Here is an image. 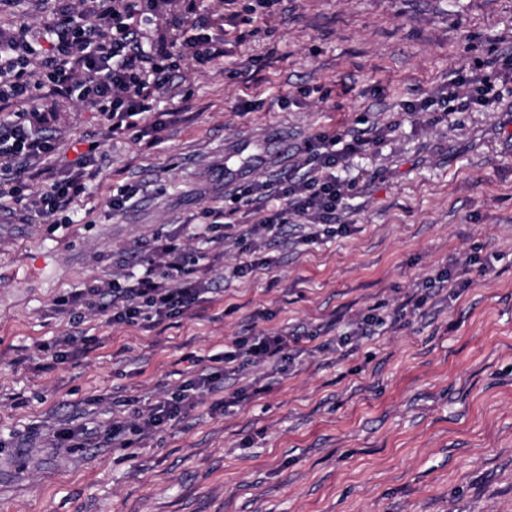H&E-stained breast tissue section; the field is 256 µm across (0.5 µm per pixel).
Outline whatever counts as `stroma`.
Listing matches in <instances>:
<instances>
[{
  "label": "stroma",
  "mask_w": 512,
  "mask_h": 512,
  "mask_svg": "<svg viewBox=\"0 0 512 512\" xmlns=\"http://www.w3.org/2000/svg\"><path fill=\"white\" fill-rule=\"evenodd\" d=\"M239 0L245 43L182 63L177 117L162 143L121 136L101 149L80 224L0 223V512H512V99L495 112L433 123L403 104L447 84L501 38L512 54V0H278L260 14ZM40 0H0V40L50 19ZM63 152L101 118L76 97L40 108ZM395 125L342 178L356 187L340 214L352 232L309 243L289 227L271 273L233 276L242 247L226 242L209 300L156 327L72 325L62 292L137 270L138 243L175 233L208 207L247 223L230 195L302 162L310 137ZM139 185L111 212L121 186ZM478 251L458 297L417 309L419 279ZM404 306L397 326L344 347L305 343L285 373L249 365L224 381L237 406L210 399L152 441L129 448L31 442L70 416L107 430L175 392L253 330L347 332L371 308ZM89 351L52 363L73 332ZM194 362H187V355Z\"/></svg>",
  "instance_id": "1"
}]
</instances>
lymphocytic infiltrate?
Instances as JSON below:
<instances>
[{"label":"lymphocytic infiltrate","instance_id":"obj_1","mask_svg":"<svg viewBox=\"0 0 512 512\" xmlns=\"http://www.w3.org/2000/svg\"><path fill=\"white\" fill-rule=\"evenodd\" d=\"M168 5V0H91L90 7L81 10L59 8L43 28L42 38L50 46L46 55L32 52L23 36L0 42V218L56 223L97 177L103 144L128 133L149 145L160 144L159 133L167 121L159 92L180 61L188 58L204 66L224 53V27L201 13L198 0H182L179 32L168 36ZM495 64L492 58L473 60L449 79L445 90L409 104V111L442 118L451 112L492 110L512 94ZM45 94L78 96L98 112L102 124L92 147L66 161L65 173L52 176L47 190L33 191L27 185L30 166L58 160L55 139L37 126L31 110ZM385 133V128L375 127L354 134L315 135L303 148L307 172L301 178L237 187L235 198L250 207L252 223H226L222 209L208 208L202 223L193 225L192 237L211 251L230 239L244 245L246 258L234 270L236 277L244 278L272 270L274 259L263 254L262 247L293 221L305 220L310 243L348 233L349 225L337 223L336 214L354 185L339 179L336 171ZM211 291L206 265L173 233L155 236L147 244L140 272L65 292L56 297L54 309L73 320L80 311H99L112 324L154 326L187 313ZM301 340L296 333L260 331L233 341L214 365L191 373L177 392L138 410L136 421L113 420L109 441L124 447L129 434L152 437L206 395L212 396L215 410L237 404L240 394L227 399L218 395L224 373L264 363L287 370L293 347Z\"/></svg>","mask_w":512,"mask_h":512}]
</instances>
